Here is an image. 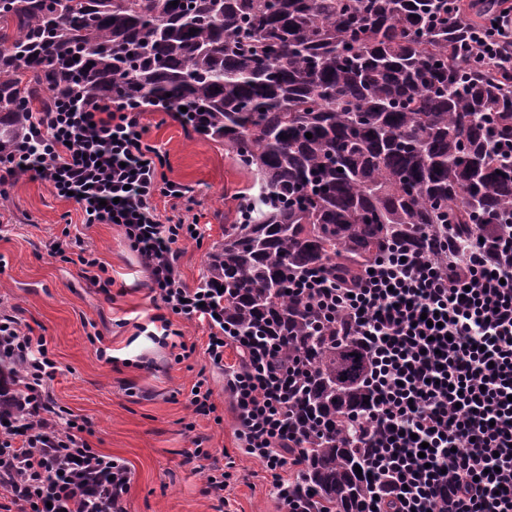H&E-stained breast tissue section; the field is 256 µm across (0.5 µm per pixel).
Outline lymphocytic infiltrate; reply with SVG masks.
I'll return each mask as SVG.
<instances>
[{
	"label": "lymphocytic infiltrate",
	"instance_id": "f902f5d3",
	"mask_svg": "<svg viewBox=\"0 0 512 512\" xmlns=\"http://www.w3.org/2000/svg\"><path fill=\"white\" fill-rule=\"evenodd\" d=\"M481 53L512 59V0H499ZM142 114L124 104L36 113L0 156V194L23 174L71 197L88 224L118 223L156 299L162 338L173 317L205 322V353L223 367L240 434L261 458L288 512H311L281 477L296 438L288 401L297 365L279 367L266 342L224 326V296L209 282L184 283L177 245L200 226L161 221L157 197L188 198L167 178L168 155L147 144ZM498 253L454 245L447 262L394 247L352 283L310 273L295 292L338 336L366 347L369 409L357 414L375 497L367 512H512V220ZM437 316L427 325L426 316ZM234 346L237 365L224 363ZM0 352L12 353L27 395L22 419L0 421V490L18 512H123L127 468L91 448L86 428L54 402L58 370L45 336L0 311Z\"/></svg>",
	"mask_w": 512,
	"mask_h": 512
}]
</instances>
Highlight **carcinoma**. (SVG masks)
Segmentation results:
<instances>
[{
    "mask_svg": "<svg viewBox=\"0 0 512 512\" xmlns=\"http://www.w3.org/2000/svg\"><path fill=\"white\" fill-rule=\"evenodd\" d=\"M467 16L458 19L457 10ZM496 0H0V154L35 103L176 112L256 187L207 278L224 321L305 364L290 491L316 512L371 495L351 420L368 408L366 350L289 286L356 279L400 245L499 239L512 215V66L475 55ZM187 111L182 112L180 108ZM311 133L307 138L305 133Z\"/></svg>",
    "mask_w": 512,
    "mask_h": 512,
    "instance_id": "obj_1",
    "label": "carcinoma"
}]
</instances>
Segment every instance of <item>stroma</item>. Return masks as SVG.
<instances>
[{
    "mask_svg": "<svg viewBox=\"0 0 512 512\" xmlns=\"http://www.w3.org/2000/svg\"><path fill=\"white\" fill-rule=\"evenodd\" d=\"M145 124L147 142L169 154L167 177L193 191L189 202L158 198L160 219L180 217L204 227L202 242L180 245L182 278L193 288L206 278L225 225L237 221L238 193L248 175L222 145L188 130L171 113H146ZM65 229L106 266L109 292L84 278L77 249H69L65 261L49 255L48 243ZM1 308L46 336L59 366L49 386L53 399L87 421L92 448L127 467L126 512H286L269 472L238 436L224 372L204 353L207 326L175 319L185 341L196 346L181 362L175 349L144 333L157 308L120 226L85 225L77 204L21 176L0 207ZM101 348L109 360L99 359ZM201 375L214 391L216 415L195 414L189 405ZM196 447L203 457L188 459ZM222 472L229 478L218 500L205 488L208 475Z\"/></svg>",
    "mask_w": 512,
    "mask_h": 512,
    "instance_id": "stroma-1",
    "label": "stroma"
}]
</instances>
